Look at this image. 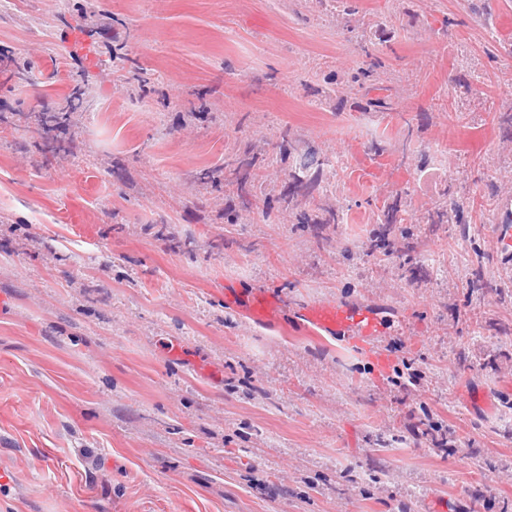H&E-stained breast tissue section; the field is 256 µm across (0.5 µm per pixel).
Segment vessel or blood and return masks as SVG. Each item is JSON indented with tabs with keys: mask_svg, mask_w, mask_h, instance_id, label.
<instances>
[{
	"mask_svg": "<svg viewBox=\"0 0 512 512\" xmlns=\"http://www.w3.org/2000/svg\"><path fill=\"white\" fill-rule=\"evenodd\" d=\"M224 302L261 322L290 316L324 335L342 338L357 351H371L386 334L379 314L358 303L315 301L290 309L273 290L256 287L245 292L230 285L224 288Z\"/></svg>",
	"mask_w": 512,
	"mask_h": 512,
	"instance_id": "b4317fda",
	"label": "vessel or blood"
}]
</instances>
